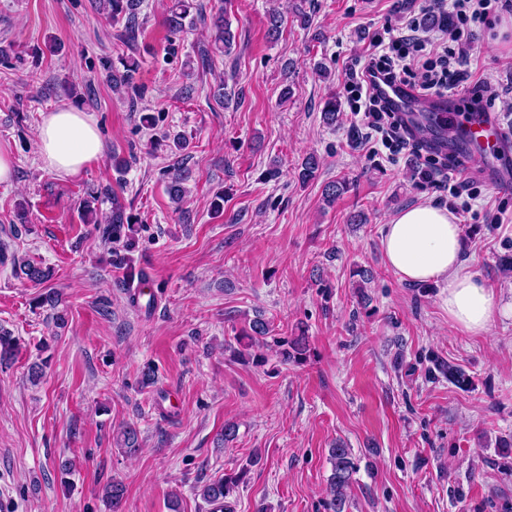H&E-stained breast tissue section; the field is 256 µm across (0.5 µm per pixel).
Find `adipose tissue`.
Listing matches in <instances>:
<instances>
[{
	"label": "adipose tissue",
	"mask_w": 512,
	"mask_h": 512,
	"mask_svg": "<svg viewBox=\"0 0 512 512\" xmlns=\"http://www.w3.org/2000/svg\"><path fill=\"white\" fill-rule=\"evenodd\" d=\"M36 140L46 168L66 176L79 175L104 153L94 117L68 106L43 115ZM381 245L401 281L440 287L453 327L481 335L496 318H512V296L497 294L465 266L463 227L448 209L428 200L402 209L383 225Z\"/></svg>",
	"instance_id": "1"
}]
</instances>
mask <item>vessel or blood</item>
<instances>
[{
  "mask_svg": "<svg viewBox=\"0 0 512 512\" xmlns=\"http://www.w3.org/2000/svg\"><path fill=\"white\" fill-rule=\"evenodd\" d=\"M381 92L409 126L427 124L445 127L457 123L462 131L460 144L466 154L480 158L485 174L498 189L512 192V133L490 112H470L455 118L447 99H433L425 114H417L421 97L414 88L403 84L382 86Z\"/></svg>",
  "mask_w": 512,
  "mask_h": 512,
  "instance_id": "b4317fda",
  "label": "vessel or blood"
}]
</instances>
